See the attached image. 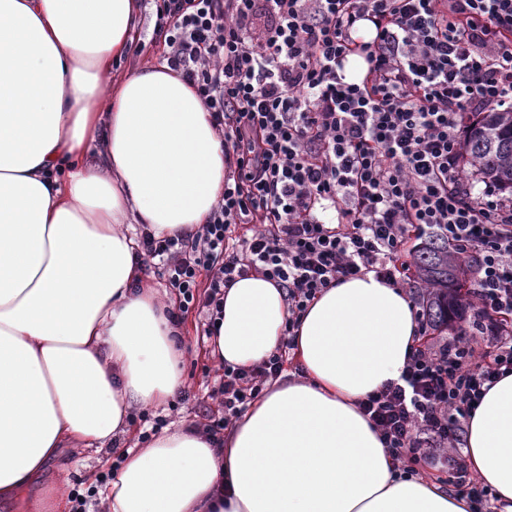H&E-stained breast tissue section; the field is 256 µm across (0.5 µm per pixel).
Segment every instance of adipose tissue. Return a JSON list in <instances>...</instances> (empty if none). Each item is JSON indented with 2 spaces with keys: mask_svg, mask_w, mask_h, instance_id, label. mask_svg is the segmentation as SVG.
Here are the masks:
<instances>
[{
  "mask_svg": "<svg viewBox=\"0 0 512 512\" xmlns=\"http://www.w3.org/2000/svg\"><path fill=\"white\" fill-rule=\"evenodd\" d=\"M140 0H0V503L40 512L24 490L65 448L127 433L133 402L182 385L179 334L143 283L135 239L207 223L224 192V148L194 88L167 65L109 82ZM103 166L86 165L97 146ZM288 319L258 274L224 291L208 348L250 368ZM407 295L374 274L306 310L293 356L225 432H164L128 449L107 512H473L466 497L404 473L359 409L398 379L417 343ZM465 455L512 512V375L484 396Z\"/></svg>",
  "mask_w": 512,
  "mask_h": 512,
  "instance_id": "1",
  "label": "adipose tissue"
}]
</instances>
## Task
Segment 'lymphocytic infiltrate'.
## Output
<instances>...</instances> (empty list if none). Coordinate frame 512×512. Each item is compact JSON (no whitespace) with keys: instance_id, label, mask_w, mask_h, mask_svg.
I'll use <instances>...</instances> for the list:
<instances>
[{"instance_id":"obj_1","label":"lymphocytic infiltrate","mask_w":512,"mask_h":512,"mask_svg":"<svg viewBox=\"0 0 512 512\" xmlns=\"http://www.w3.org/2000/svg\"><path fill=\"white\" fill-rule=\"evenodd\" d=\"M147 2L164 61L211 114L225 171L208 223L142 232L138 256L159 260L177 290L172 324L194 310L213 335L225 288L252 272L282 288L288 307L276 352L246 370L225 366L213 392L224 414L209 435L282 372L302 314L336 282L371 272L408 289L425 338L426 289L408 244L433 235L467 261L473 319L425 338L360 408L408 469L445 464L476 512H494L462 450L484 395L512 374V197L476 189L462 139L478 113L512 110V0ZM352 55L367 63L357 83L344 75ZM240 224L251 232L236 235Z\"/></svg>"}]
</instances>
